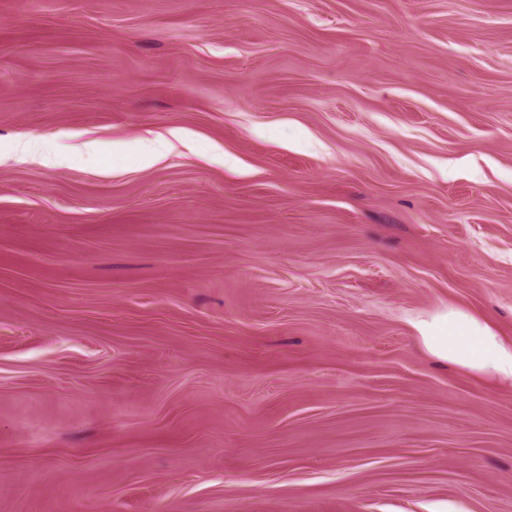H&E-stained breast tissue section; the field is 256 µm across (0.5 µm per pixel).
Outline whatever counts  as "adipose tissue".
<instances>
[{
  "label": "adipose tissue",
  "instance_id": "ef3b65f1",
  "mask_svg": "<svg viewBox=\"0 0 512 512\" xmlns=\"http://www.w3.org/2000/svg\"><path fill=\"white\" fill-rule=\"evenodd\" d=\"M416 329L431 356L512 383V345L473 315L451 308L419 320Z\"/></svg>",
  "mask_w": 512,
  "mask_h": 512
}]
</instances>
